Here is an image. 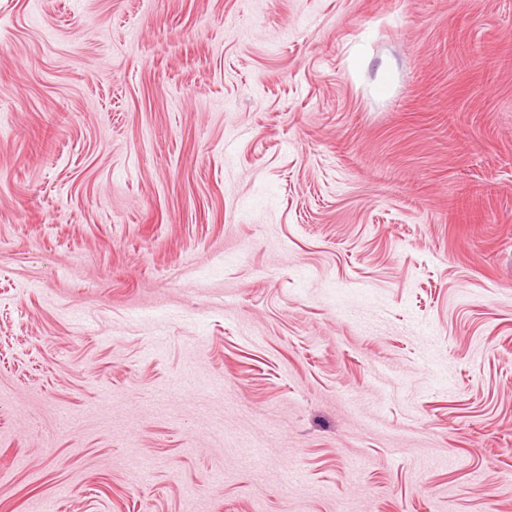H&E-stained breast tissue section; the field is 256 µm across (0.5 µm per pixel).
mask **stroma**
Segmentation results:
<instances>
[{"label": "stroma", "mask_w": 512, "mask_h": 512, "mask_svg": "<svg viewBox=\"0 0 512 512\" xmlns=\"http://www.w3.org/2000/svg\"><path fill=\"white\" fill-rule=\"evenodd\" d=\"M0 512H512V0H0Z\"/></svg>", "instance_id": "35a3bbf8"}]
</instances>
